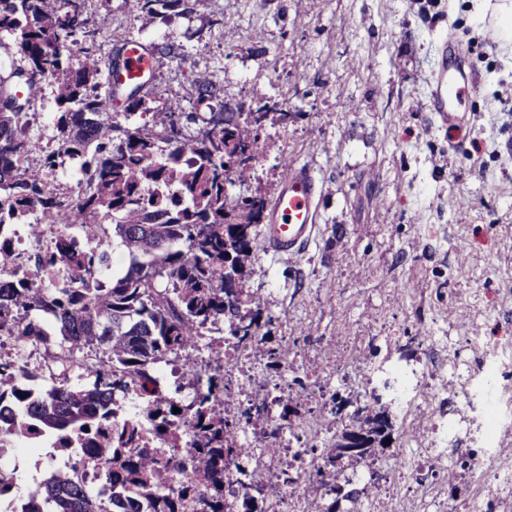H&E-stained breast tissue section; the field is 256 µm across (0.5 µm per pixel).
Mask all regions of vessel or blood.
Masks as SVG:
<instances>
[{
    "label": "vessel or blood",
    "instance_id": "1",
    "mask_svg": "<svg viewBox=\"0 0 512 512\" xmlns=\"http://www.w3.org/2000/svg\"><path fill=\"white\" fill-rule=\"evenodd\" d=\"M157 68L154 55L140 42H130L119 69L109 71L113 82L149 85ZM477 78L460 69L442 68L435 72L430 106L441 126H460V112L479 97ZM323 186L310 166H289L274 197L266 224L259 238L263 252L276 257L300 255L313 241L318 227V202Z\"/></svg>",
    "mask_w": 512,
    "mask_h": 512
}]
</instances>
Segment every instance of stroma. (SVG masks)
<instances>
[{"label":"stroma","instance_id":"35a3bbf8","mask_svg":"<svg viewBox=\"0 0 512 512\" xmlns=\"http://www.w3.org/2000/svg\"><path fill=\"white\" fill-rule=\"evenodd\" d=\"M88 12L104 26L101 56L125 38L183 47L185 62L157 59L150 122L167 97L188 95L196 73L220 83L225 103L269 93L296 113L269 124L250 187L275 192L281 160L311 165L324 185L316 237L294 260L256 253L243 286L273 318L251 357L295 410L298 446L326 460L344 428L331 395L389 404L386 370L425 373L433 337H446L449 359L467 360L466 377L477 379L482 352L469 336H512V156L500 150L512 140V30L484 38L512 0H194L191 13L147 25L124 0H88ZM447 26L462 42L458 64L484 88L453 147L428 109ZM461 196L468 205L455 208ZM269 347L288 371L268 368ZM463 378L448 376L436 416L415 406L389 448L345 464L358 512H395L381 481L390 467L416 466L404 438L428 439L436 423L468 432L448 464L434 465L429 488L399 482L404 512H448L470 495L462 462L481 464L483 450ZM332 500L305 480L263 508L307 512Z\"/></svg>","mask_w":512,"mask_h":512}]
</instances>
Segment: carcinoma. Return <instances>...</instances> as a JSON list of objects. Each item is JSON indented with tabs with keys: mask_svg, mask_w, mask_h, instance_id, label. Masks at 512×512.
I'll list each match as a JSON object with an SVG mask.
<instances>
[{
	"mask_svg": "<svg viewBox=\"0 0 512 512\" xmlns=\"http://www.w3.org/2000/svg\"><path fill=\"white\" fill-rule=\"evenodd\" d=\"M87 0H0V101L10 107L18 94L24 111H0V225H23L38 241L60 220L78 227L88 242L112 239L128 259L111 271V255L97 247L80 249L66 232L28 262H16L0 247V336L12 340L16 355L0 357V403L13 409L0 434L17 440L32 434L53 437L52 448L86 470L107 475L97 495L112 497V512H232L224 481L234 468L245 512H254L251 490L264 481L258 469L241 466L250 450L234 446V429L250 421L251 408L224 414L223 350L204 342L221 324L239 343L259 337L260 299L240 288L225 292V238H234L231 268L248 275L259 248V227L271 206L267 194L234 196L229 188L253 177L258 144L267 126L255 112H239L232 130L224 112L212 111L203 127L188 132L196 115L181 99L167 100L152 127H123L125 118L147 110L152 90L114 86L107 72L122 62L126 43L104 59L97 54L101 28L86 17ZM128 11L151 23L190 0H125ZM152 54L184 61L182 49L149 44ZM54 88L55 148L23 123L41 95ZM196 103L221 99V86L195 80ZM252 148L251 164L229 166V148ZM38 154L39 164L28 161ZM75 165L86 184L54 182L65 164ZM238 223H224L225 215ZM208 350L199 364L192 353ZM41 347L40 369L53 386L37 388V374L24 362L29 348ZM180 362L181 379L195 391L188 406L164 392L154 376L161 362ZM78 373L91 380L71 384ZM128 398L142 403L144 419L125 416ZM180 412L175 413L173 409ZM349 418L365 427L367 460L392 429L383 406L360 404ZM3 512H97L87 483L54 470L38 497Z\"/></svg>",
	"mask_w": 512,
	"mask_h": 512,
	"instance_id": "obj_1",
	"label": "carcinoma"
}]
</instances>
